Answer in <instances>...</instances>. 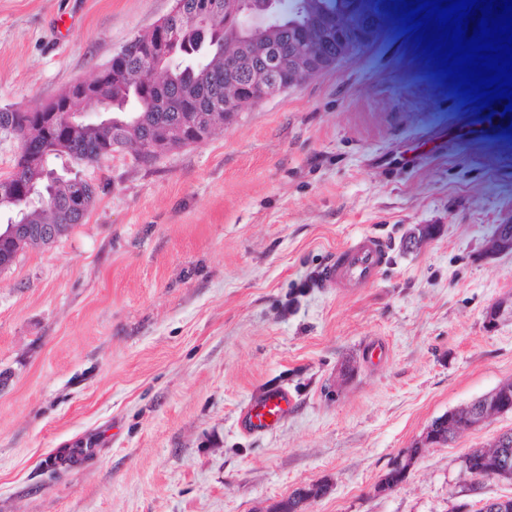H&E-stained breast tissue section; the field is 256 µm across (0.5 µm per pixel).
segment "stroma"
I'll return each instance as SVG.
<instances>
[{"instance_id": "35a3bbf8", "label": "stroma", "mask_w": 512, "mask_h": 512, "mask_svg": "<svg viewBox=\"0 0 512 512\" xmlns=\"http://www.w3.org/2000/svg\"><path fill=\"white\" fill-rule=\"evenodd\" d=\"M173 0H0V108L35 110L106 65ZM388 12L363 50L244 106L206 141L78 174L85 223L0 273V512H455L462 459L512 412L426 448L430 423L512 381V135L462 104ZM434 233L415 249L417 228ZM382 238L375 283L323 276ZM271 433L238 418L269 390ZM289 408L288 391H273L250 404L247 412L241 418V425L245 431L254 434L271 432L288 413ZM266 416L270 417V421H267ZM323 488L317 485H309L295 490L286 499L279 501L273 508L274 512H305L306 503L317 497Z\"/></svg>"}]
</instances>
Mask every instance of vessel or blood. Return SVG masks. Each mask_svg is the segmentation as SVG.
I'll list each match as a JSON object with an SVG mask.
<instances>
[{
	"label": "vessel or blood",
	"instance_id": "b4317fda",
	"mask_svg": "<svg viewBox=\"0 0 512 512\" xmlns=\"http://www.w3.org/2000/svg\"><path fill=\"white\" fill-rule=\"evenodd\" d=\"M387 257L386 244L380 237L363 234L337 252L324 277L340 288L367 285L375 282ZM289 408L287 391L277 390L251 403L241 424L247 432L265 434L277 427Z\"/></svg>",
	"mask_w": 512,
	"mask_h": 512
}]
</instances>
